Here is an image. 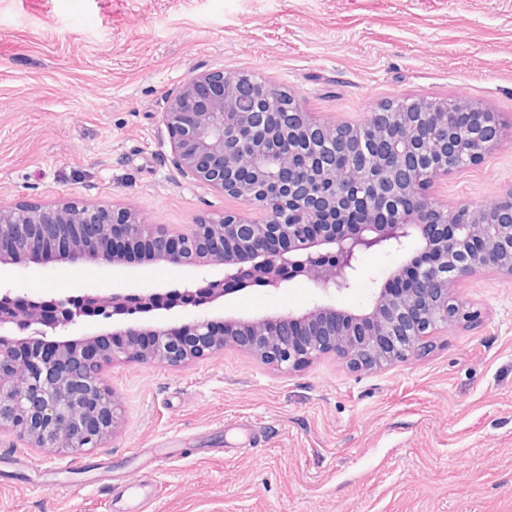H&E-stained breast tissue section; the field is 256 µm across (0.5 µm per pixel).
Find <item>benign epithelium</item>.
<instances>
[{
	"instance_id": "benign-epithelium-1",
	"label": "benign epithelium",
	"mask_w": 512,
	"mask_h": 512,
	"mask_svg": "<svg viewBox=\"0 0 512 512\" xmlns=\"http://www.w3.org/2000/svg\"><path fill=\"white\" fill-rule=\"evenodd\" d=\"M244 81L263 87L262 108L254 112L236 111V89ZM265 106L293 111L304 133L334 136L344 130L360 135L368 129L385 135L393 123L389 104L369 113L360 125L321 121L269 78L207 70L167 98L162 121L172 163L183 175L247 201L262 211L261 218L226 214L193 224L186 232L150 224L138 212L76 201L0 207V267L125 266L130 260L114 248L121 244L141 251L147 262L219 267L223 272L219 279L186 281L168 291L144 288L38 300L0 291V426L9 424L43 448L95 446L116 420L114 394L103 383L101 370L103 364L122 359L177 365L234 346L288 371L328 353L355 371L381 368L426 351V337L476 316L452 296L458 278L483 268L512 277V223L488 224L484 216L490 206L465 202L450 207L429 193L438 178L457 169L459 154L473 165L498 144L497 136L468 139L450 129L447 140L420 152L428 157L440 150L444 161L408 180L380 174L370 160L355 176L325 168L320 179L332 184L333 194L295 202L287 179L288 155L272 147L258 122ZM456 106L460 103L433 101L416 103L414 110L444 121ZM354 178L373 182L395 203L379 223L347 224L344 214H336ZM272 182L284 186L295 205L273 208L268 200ZM417 246L433 255L431 263L417 270L410 288L393 287L408 263L391 270L368 312L321 304L249 319H212L199 313L247 287L279 289L298 277L332 299L358 279L361 250L404 254ZM176 307L198 313L162 324H124L110 332L123 337L118 344H100L99 334L69 338L92 317Z\"/></svg>"
}]
</instances>
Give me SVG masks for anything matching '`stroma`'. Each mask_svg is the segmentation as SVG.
Returning <instances> with one entry per match:
<instances>
[{
	"label": "stroma",
	"instance_id": "1",
	"mask_svg": "<svg viewBox=\"0 0 512 512\" xmlns=\"http://www.w3.org/2000/svg\"><path fill=\"white\" fill-rule=\"evenodd\" d=\"M273 78L316 118L357 124L402 98L472 103L501 141L440 178L441 201L512 188V0H0V205L74 200L188 229L243 201L170 162L165 100L215 69ZM402 258L362 255L337 306L370 308ZM154 263L0 271L38 299L220 277ZM477 311L376 371L326 355L281 371L235 348L180 366L119 361L100 445L39 448L0 429V512H512V279L483 269ZM298 278L210 304L257 317L319 303Z\"/></svg>",
	"mask_w": 512,
	"mask_h": 512
}]
</instances>
